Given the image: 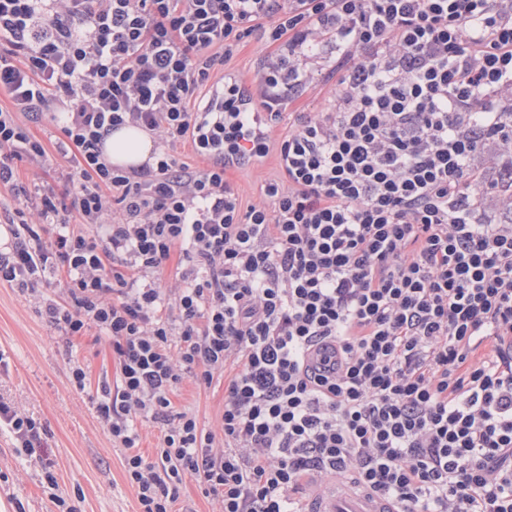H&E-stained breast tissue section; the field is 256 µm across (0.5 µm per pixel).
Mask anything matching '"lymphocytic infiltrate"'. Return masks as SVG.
<instances>
[{"label":"lymphocytic infiltrate","instance_id":"lymphocytic-infiltrate-1","mask_svg":"<svg viewBox=\"0 0 512 512\" xmlns=\"http://www.w3.org/2000/svg\"><path fill=\"white\" fill-rule=\"evenodd\" d=\"M262 20L279 50L252 91L220 67ZM320 80L323 111L271 141ZM0 89V184L54 172L0 229V281L64 268L49 322L111 340L97 411L140 512H174L189 477L220 512H307L338 475L397 512H512V0H0ZM21 114L57 122L55 154ZM127 123L163 142L153 163L106 162ZM273 148L281 176L243 205L227 171ZM188 377L223 378L220 434L173 412ZM0 428L25 451L43 432L1 397ZM137 427L140 435L138 450L145 458L152 460L156 456V448L160 443L159 425L150 421H140Z\"/></svg>","mask_w":512,"mask_h":512}]
</instances>
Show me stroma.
I'll return each instance as SVG.
<instances>
[{"label":"stroma","instance_id":"stroma-1","mask_svg":"<svg viewBox=\"0 0 512 512\" xmlns=\"http://www.w3.org/2000/svg\"><path fill=\"white\" fill-rule=\"evenodd\" d=\"M275 51L256 28L227 63L249 89H256L263 60ZM280 174L277 153L233 170L228 180L246 201L255 200L262 181ZM0 396L15 402L41 422L44 445L33 453L19 451L11 433L0 429V512H52L45 472H52L60 491L76 512H139L137 492L124 471L125 451L113 444L95 407L101 384L115 383L118 361L97 329L65 337L63 329L39 312L37 299L10 283H0ZM86 372L84 389L75 388L70 367ZM175 411L195 416L220 432L224 385L206 386L185 378L170 395Z\"/></svg>","mask_w":512,"mask_h":512}]
</instances>
